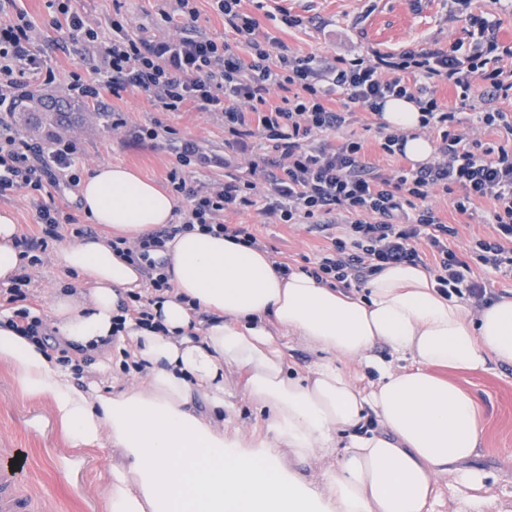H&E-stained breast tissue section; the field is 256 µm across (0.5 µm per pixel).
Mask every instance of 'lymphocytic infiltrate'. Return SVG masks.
Returning <instances> with one entry per match:
<instances>
[{
	"label": "lymphocytic infiltrate",
	"instance_id": "f902f5d3",
	"mask_svg": "<svg viewBox=\"0 0 512 512\" xmlns=\"http://www.w3.org/2000/svg\"><path fill=\"white\" fill-rule=\"evenodd\" d=\"M71 2L59 0L53 24L81 45L99 79L73 76L70 90L99 103L105 95L117 98L135 90L164 111L190 104L224 118L230 153L221 157L160 124L132 126L124 113L112 115L113 129L135 140L170 139L175 163L168 187L187 202L180 223L131 244L122 237L112 242L113 250L131 261H146L152 291L169 292L173 286L165 262L151 260V253L182 232L196 229L263 250L246 225L224 221L225 214L252 206L266 223L304 224L330 234V247L308 272L331 288H358L387 266L407 264L430 270L438 290L448 295L480 299L487 288L479 271L512 275V112L498 106L512 97V69L503 65L512 58V46L500 47L497 21L473 18L468 42H455L446 51L427 45L329 61L273 53V41L260 39L242 0H213L232 33L222 41L197 29L196 0H173L172 11L165 13V21H181L176 37L128 29L117 12L108 21L107 42ZM33 27L22 9L0 23V106H16L26 71L43 64L31 42ZM441 81L455 86L461 106L482 104L477 127L495 130L505 146H484L456 109L441 106L435 96ZM390 96L420 105L423 129L439 140L437 160L389 171L366 162L362 140L349 129L359 112L378 114ZM331 134L339 138L333 146L324 141ZM258 138L270 144L271 153L255 154ZM75 152L69 142L45 147L28 141L0 116V195L25 188L37 199L42 234L19 238L26 251L46 249L63 222L72 225L75 236L90 234L53 202L61 183H79L72 170ZM222 166L229 170L224 183L195 181L198 171ZM439 196L451 197L456 212L470 217L479 213V203L491 204L484 215L493 234L473 240L468 259L449 246L459 230L442 220L434 204Z\"/></svg>",
	"mask_w": 512,
	"mask_h": 512
}]
</instances>
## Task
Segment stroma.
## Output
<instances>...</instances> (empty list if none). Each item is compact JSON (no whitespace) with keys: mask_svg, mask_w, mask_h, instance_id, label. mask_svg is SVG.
<instances>
[{"mask_svg":"<svg viewBox=\"0 0 512 512\" xmlns=\"http://www.w3.org/2000/svg\"><path fill=\"white\" fill-rule=\"evenodd\" d=\"M76 7L103 37H111L108 25L114 11H122L132 27H147L159 38L176 36L174 25L159 13V0H76ZM34 22L31 41L41 53L45 67L56 74L47 85L42 75L27 77L28 92L37 95L69 96V76L79 73L92 80L79 46L71 44L67 33L56 29L55 9L50 0H19ZM245 11L255 18L261 34L280 42L288 52L332 58L353 57L370 49L397 51L409 46L436 43L448 48L464 38L473 16L490 14L499 23V42L512 46V0H245ZM287 10L303 24L296 29L279 25L277 15ZM122 112L129 124L159 123L178 136L197 140L206 150L223 154L224 119L221 114L189 109L165 112L138 92H125L121 98H106L104 106L86 103L75 122L57 129L39 126L19 127L24 138L44 145L56 140L73 142L80 176H87L99 164L123 165L142 177L165 186L174 158L164 140L136 142L125 131L112 127L113 112ZM436 204L445 222L458 225L453 249L466 253L473 239L489 237L491 225L480 219L458 214L449 199ZM230 224L253 225L262 237L269 256L290 267L304 266L329 246L323 234L302 226L263 223L256 208L241 209L226 218ZM58 238L49 240L41 252V264L28 267L31 278L26 300L30 319L48 323L53 290L73 285L74 277L62 274L53 264L56 249L74 243L72 226L60 225ZM448 377L468 392L481 413L480 443L474 460L487 475V488L505 512H512V368L495 367L486 372L452 371ZM224 400L233 412L225 423L251 432L261 428L265 414L240 391L233 369L224 371ZM0 448H18L23 454V486L40 492L48 512H105L101 476L108 462L117 460L115 449L93 452L70 448L57 426L49 400L23 398L15 386L11 369L0 363Z\"/></svg>","mask_w":512,"mask_h":512,"instance_id":"obj_1","label":"stroma"}]
</instances>
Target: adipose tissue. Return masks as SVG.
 I'll list each match as a JSON object with an SVG mask.
<instances>
[{
    "instance_id": "obj_1",
    "label": "adipose tissue",
    "mask_w": 512,
    "mask_h": 512,
    "mask_svg": "<svg viewBox=\"0 0 512 512\" xmlns=\"http://www.w3.org/2000/svg\"><path fill=\"white\" fill-rule=\"evenodd\" d=\"M421 111L388 99L380 120L405 134V153L429 161ZM95 224L135 240L171 223L174 196L120 165L95 167L79 188ZM173 292L151 306L159 329L127 318L112 331L138 264L91 236L59 248L55 265L86 284L51 298L49 343L0 323V362L20 393L49 398L69 447L119 449L103 484L106 512H432L448 476L460 512H492L486 475L473 466L480 433L472 397L444 370L512 367V297L470 308L436 289L431 273L397 265L363 291L330 288L300 269L282 274L267 253L199 231L168 242ZM320 352L305 375L287 369L290 339ZM143 363L140 386L104 394L58 364L52 346ZM386 347L388 356L377 354ZM266 409L248 436L223 416L224 369ZM342 453L315 484L283 469L281 449L305 459Z\"/></svg>"
}]
</instances>
